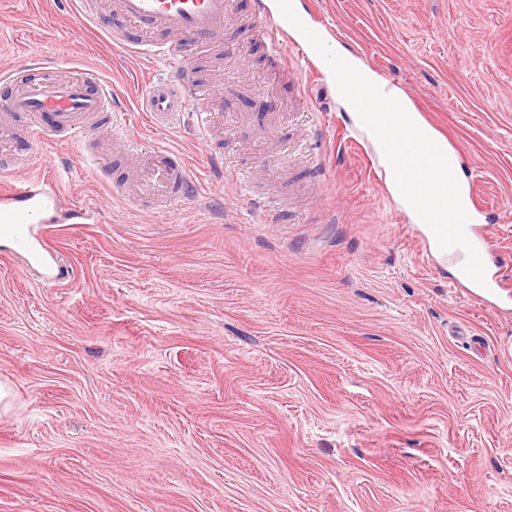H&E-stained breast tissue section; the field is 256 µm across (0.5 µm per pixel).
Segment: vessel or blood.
Listing matches in <instances>:
<instances>
[{
  "instance_id": "vessel-or-blood-1",
  "label": "vessel or blood",
  "mask_w": 512,
  "mask_h": 512,
  "mask_svg": "<svg viewBox=\"0 0 512 512\" xmlns=\"http://www.w3.org/2000/svg\"><path fill=\"white\" fill-rule=\"evenodd\" d=\"M231 6L232 0H113L112 12L123 23L122 28L113 30V42L125 45L138 58L158 59L168 67L166 78L152 83L137 99L151 126L169 127L189 111L197 120L202 144L210 143L215 117L211 107L222 94L200 82L193 50L223 40ZM256 10L268 22L267 35L276 61H284L288 49L300 59H308L310 44L283 18L275 0H257ZM154 32L165 33V40L149 41ZM6 79L15 89L0 98V212L11 221L0 226V232L11 236L28 264L37 268L42 249L34 235V217L45 203L57 200L58 194L49 180H19L13 173L18 167L34 165L43 146L76 140L95 128L112 107V89L93 72L64 81L36 76L21 79L12 73ZM20 115L25 116L27 127L28 152L23 156L15 154L13 144V128ZM135 169L133 189L117 186L116 195L124 200L132 194L152 199L160 212L187 199L197 186L185 155L167 147L137 156ZM262 206L266 223H288V208L281 196L266 197ZM465 209L470 217L466 236L480 257H487L495 244L474 223L481 205L471 196Z\"/></svg>"
}]
</instances>
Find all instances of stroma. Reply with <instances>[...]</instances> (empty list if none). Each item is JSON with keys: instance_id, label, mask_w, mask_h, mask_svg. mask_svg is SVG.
<instances>
[{"instance_id": "35a3bbf8", "label": "stroma", "mask_w": 512, "mask_h": 512, "mask_svg": "<svg viewBox=\"0 0 512 512\" xmlns=\"http://www.w3.org/2000/svg\"><path fill=\"white\" fill-rule=\"evenodd\" d=\"M296 4L447 134L512 280V0ZM92 9L0 0V70L97 71L105 120L183 151L199 188L163 213L114 198L129 160L92 133L30 169L57 177L44 255L65 274L44 282L0 237V512H512V295L450 288L372 143L339 138L330 85L273 68L254 0L195 52L201 79L232 82L237 122L212 130L227 183L191 120L147 123L138 86L166 67L113 44L111 0ZM277 190L294 222L255 209ZM75 205L88 223H67Z\"/></svg>"}]
</instances>
